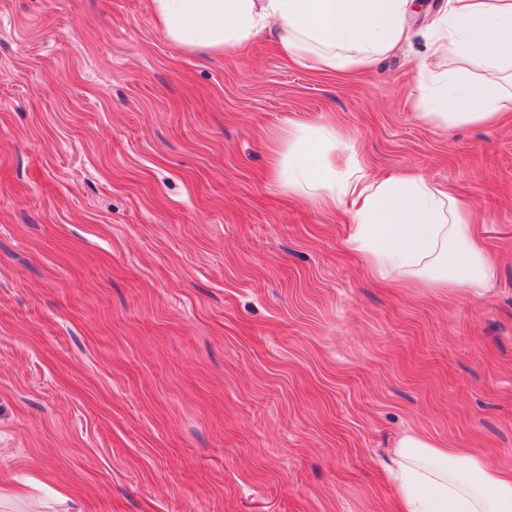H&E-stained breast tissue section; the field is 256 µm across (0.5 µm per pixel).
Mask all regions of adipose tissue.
Listing matches in <instances>:
<instances>
[{
  "mask_svg": "<svg viewBox=\"0 0 512 512\" xmlns=\"http://www.w3.org/2000/svg\"><path fill=\"white\" fill-rule=\"evenodd\" d=\"M157 25L189 48L240 54L274 41L291 62L349 74L410 40L414 0H150ZM412 105L434 126L512 118V0H446L425 33ZM276 179L314 205L351 212L347 244L366 272L396 288L480 292L495 266L470 205L420 174L377 178L331 125H298L272 149ZM394 512H512V474L418 434L388 469Z\"/></svg>",
  "mask_w": 512,
  "mask_h": 512,
  "instance_id": "obj_1",
  "label": "adipose tissue"
}]
</instances>
